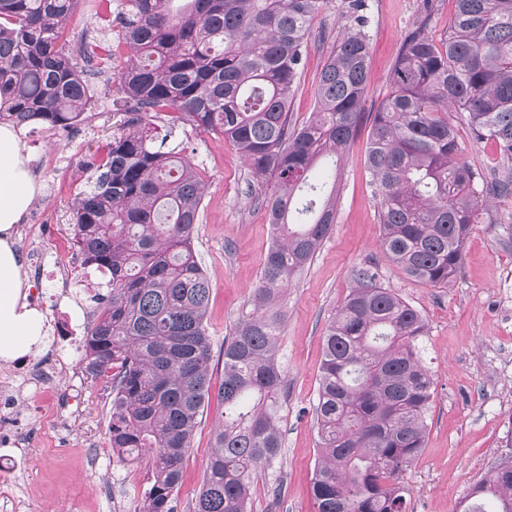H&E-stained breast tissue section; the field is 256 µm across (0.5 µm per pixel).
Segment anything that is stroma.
I'll return each mask as SVG.
<instances>
[{"label":"stroma","mask_w":512,"mask_h":512,"mask_svg":"<svg viewBox=\"0 0 512 512\" xmlns=\"http://www.w3.org/2000/svg\"><path fill=\"white\" fill-rule=\"evenodd\" d=\"M342 0H330L312 21L307 62L290 104L293 125L305 122L315 105L319 70L341 27ZM371 14L369 92L364 103L377 111L388 96L389 74L404 35L422 15L423 0H368ZM112 0H82L70 24L86 32L99 55L112 48ZM93 105L84 122L68 130L45 126L19 129L17 135L40 191L17 228L15 245L23 255L71 244L70 216L86 187L83 163L102 150L121 119L112 74L92 83ZM450 119L463 158L482 171L494 169L493 141L475 142L460 114ZM157 135H171L195 164L206 188L194 248L211 288L207 327L212 343V378L224 373V343L251 309L271 230L257 194L272 183L250 177L236 147L215 133L187 126L170 130L156 121ZM367 133H360L337 175L336 222L311 265L286 294V321L280 361L287 381L282 405L284 443L280 468L259 472L252 490V512H315L312 477L318 458L317 428L311 407L319 388L323 333L344 303L358 271L376 272L379 283L417 309L427 322L422 360L435 390L428 432L419 456L400 476L410 512H454L475 483L502 459L512 457V201L491 211L492 221L474 225L462 265L447 288L422 283L390 263L379 246L378 206L365 168ZM102 276L81 255L50 263L39 286L50 292L68 286L89 316L97 305L85 285ZM46 342L35 361L62 353L54 393L67 403L58 420L22 410L17 433L23 441L14 454V472L0 474V496L7 512H140L152 477L148 458L124 462L112 450L109 426L112 390L92 379L46 322ZM224 406L211 399L200 418L176 492V512H191L201 486L212 435Z\"/></svg>","instance_id":"stroma-1"}]
</instances>
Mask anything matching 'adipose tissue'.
Returning <instances> with one entry per match:
<instances>
[{
    "label": "adipose tissue",
    "instance_id": "1",
    "mask_svg": "<svg viewBox=\"0 0 512 512\" xmlns=\"http://www.w3.org/2000/svg\"><path fill=\"white\" fill-rule=\"evenodd\" d=\"M39 191L14 131L0 126V360L37 353L45 344L44 317L27 301L15 226Z\"/></svg>",
    "mask_w": 512,
    "mask_h": 512
}]
</instances>
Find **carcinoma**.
I'll list each match as a JSON object with an SVG mask.
<instances>
[{"mask_svg":"<svg viewBox=\"0 0 512 512\" xmlns=\"http://www.w3.org/2000/svg\"><path fill=\"white\" fill-rule=\"evenodd\" d=\"M122 0L110 54L68 32L78 0H0V118L68 130L92 108L90 82L111 72L124 118L87 162L73 208L84 262L109 275L81 363L112 386V448L150 455L141 512H175L186 456L212 394L206 327L210 286L193 247L205 184L154 119L228 139L256 181L273 239L251 310L224 343L215 429L193 512H248L254 475L281 456L279 350L284 296L336 223V187L305 182L320 161L340 164L359 134L369 84L366 0L346 19L320 71L311 118L290 102L311 22L326 0ZM391 93L372 115L365 164L379 205L380 244L407 275L448 287L489 198L512 200V0H456L447 34L407 32ZM474 141L492 140L497 167L461 157L448 113ZM422 314L376 274L358 273L328 322L313 417L317 512H408L399 475L423 448L434 379L422 364ZM462 512H512V466L490 470Z\"/></svg>","mask_w":512,"mask_h":512,"instance_id":"obj_1","label":"carcinoma"}]
</instances>
